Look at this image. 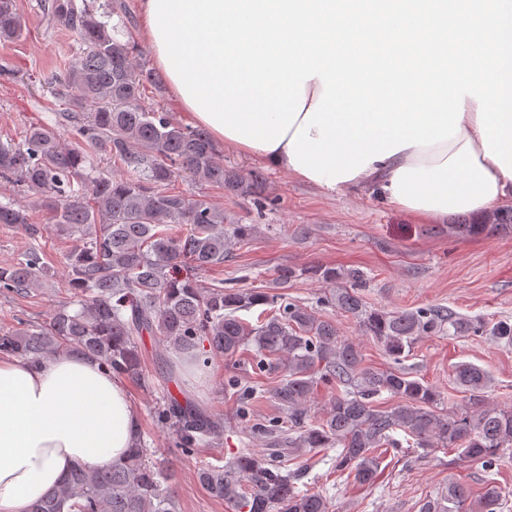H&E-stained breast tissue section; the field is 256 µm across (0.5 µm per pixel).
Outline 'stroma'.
Listing matches in <instances>:
<instances>
[{
  "label": "stroma",
  "mask_w": 512,
  "mask_h": 512,
  "mask_svg": "<svg viewBox=\"0 0 512 512\" xmlns=\"http://www.w3.org/2000/svg\"><path fill=\"white\" fill-rule=\"evenodd\" d=\"M16 4L25 31L18 41H0V70H9L8 75L0 73V142L18 145L30 126L64 111L65 104L54 97L50 81L79 52L80 42L73 31L47 22L40 0H16ZM216 154L225 166L241 174L262 172L265 193L277 198L278 204L260 215L251 197L229 196L186 176L171 183V190L206 196L222 206L228 217L255 227L247 242L234 246L223 267L203 274V281L219 277L239 280L244 288H265L282 266L355 267L369 278L364 292L369 307L397 312L439 306L470 317L512 322V230L453 233L449 226L456 223V216L421 224L377 194L350 190L330 194L230 148L217 146ZM67 246V239L50 236V272L27 296L0 293V330L20 321L44 323L58 309L63 299L59 290L62 255ZM334 317L341 336L360 344L364 365L389 366L382 346L363 335L353 316L338 311ZM140 347L149 381L128 383L127 389L148 446L168 459L173 473L170 493L180 512H230L223 500L206 492L196 476L201 465H224L247 442L246 422L236 416V405L225 393L224 381L234 377L242 385L259 387L258 397L250 403L249 420L265 423L283 417L270 397L277 376L216 359L191 394L223 418L224 435L218 444L197 449L187 457L178 452L171 433L157 423L154 414L163 395L155 380L162 361L173 353L154 336L143 337ZM461 362L485 369L491 377L490 401L512 407V347L491 337L445 333L421 337L400 368L411 379L438 390L444 410L449 411L467 401L453 378V369ZM335 458V449L317 448L291 456L288 462L289 469L302 473L298 488L326 492L333 512H419L424 500L439 496L452 481L476 493L491 480L512 489V450L506 451L492 475L479 464L459 459L454 450H393L380 458L377 481L370 486L358 485L347 472L336 470Z\"/></svg>",
  "instance_id": "35a3bbf8"
}]
</instances>
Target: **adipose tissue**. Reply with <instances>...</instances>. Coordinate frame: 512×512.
<instances>
[{
	"label": "adipose tissue",
	"instance_id": "obj_1",
	"mask_svg": "<svg viewBox=\"0 0 512 512\" xmlns=\"http://www.w3.org/2000/svg\"><path fill=\"white\" fill-rule=\"evenodd\" d=\"M410 4L411 24L390 27L400 0H141L140 30L175 107L241 155L421 222L512 206V0ZM138 432L98 362L0 356V512L111 467Z\"/></svg>",
	"mask_w": 512,
	"mask_h": 512
}]
</instances>
